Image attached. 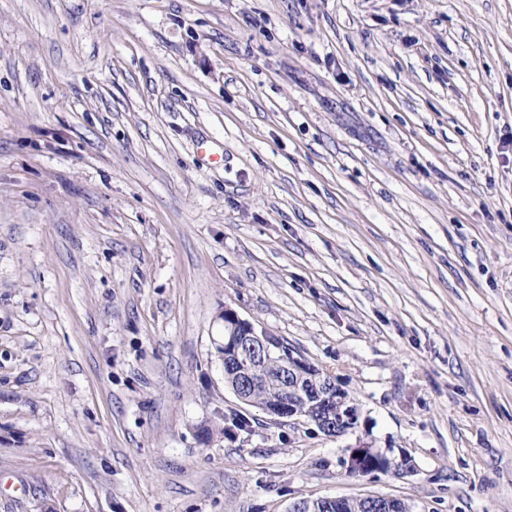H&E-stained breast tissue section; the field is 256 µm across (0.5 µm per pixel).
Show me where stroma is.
<instances>
[{
    "mask_svg": "<svg viewBox=\"0 0 512 512\" xmlns=\"http://www.w3.org/2000/svg\"><path fill=\"white\" fill-rule=\"evenodd\" d=\"M228 307L356 430L239 402ZM363 495L512 512V0H0V512ZM349 451L347 457H343L341 460L342 465L345 467L346 472L351 476H356V470L358 472L361 471L363 474L367 467H370L371 464L375 462L376 457H384L383 459H377L376 465L373 467V470H377L379 472H389L394 471L397 474H400V470L402 473L405 471L406 473L410 471L411 466L409 463L403 468V464L401 461H397L395 458H392L387 454V450H383L381 448H374L371 443L361 442L356 445L354 448L346 449ZM361 473V475H363Z\"/></svg>",
    "mask_w": 512,
    "mask_h": 512,
    "instance_id": "stroma-1",
    "label": "stroma"
}]
</instances>
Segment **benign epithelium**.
Masks as SVG:
<instances>
[{
	"instance_id": "obj_1",
	"label": "benign epithelium",
	"mask_w": 512,
	"mask_h": 512,
	"mask_svg": "<svg viewBox=\"0 0 512 512\" xmlns=\"http://www.w3.org/2000/svg\"><path fill=\"white\" fill-rule=\"evenodd\" d=\"M224 321V369L233 365V360L239 359V355L248 350L253 357L268 352L270 345L267 343L268 333L258 330L250 321L241 318L233 309L224 308L222 314ZM287 363L286 373L268 374L256 370V362L244 363L237 371L238 382L230 387L237 399L245 404L249 403V393L261 385H270L276 388L274 397L266 408V413L274 418H288L292 421H301L300 406L308 399L323 401L329 410L326 411L323 424L325 428H333L331 419V407L336 399L344 394L340 389L324 377L321 371L307 362L302 357L288 352L285 358ZM387 451L375 448L370 443L361 442L349 449L348 456L342 458L341 463L346 472L354 476L356 471H365L375 462L377 457H385ZM365 512H395V499L379 495H366Z\"/></svg>"
}]
</instances>
